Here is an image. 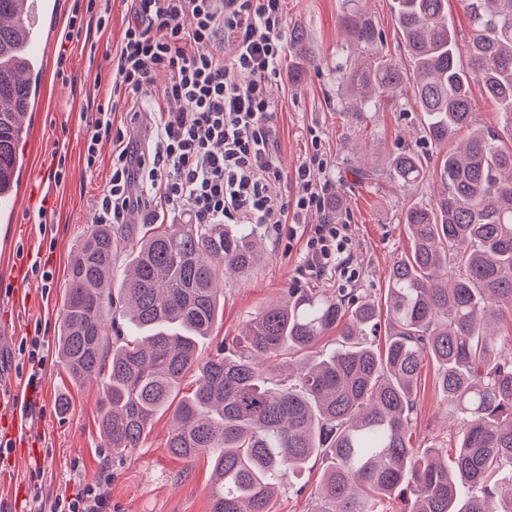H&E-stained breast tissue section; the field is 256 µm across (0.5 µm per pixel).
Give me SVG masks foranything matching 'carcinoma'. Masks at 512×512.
Segmentation results:
<instances>
[{"instance_id":"1","label":"carcinoma","mask_w":512,"mask_h":512,"mask_svg":"<svg viewBox=\"0 0 512 512\" xmlns=\"http://www.w3.org/2000/svg\"><path fill=\"white\" fill-rule=\"evenodd\" d=\"M474 31L460 51L448 0H392L407 74L379 51L360 8L341 27L357 59L342 76L365 106L412 87L426 139L463 144L440 161L443 191L404 214L411 254L390 270L384 303L304 288L250 317L205 361L197 347L220 312L218 284L252 270L258 238L242 224H159L131 243L120 301L112 259L130 230L98 224L77 247L63 294L58 352L76 382L102 385L101 429L114 453L139 447L155 416L174 409L166 448L209 456L211 512H270L284 480L326 460L315 512H512L495 474L512 473V342L496 338L512 308V147L471 128L472 83L499 106L512 142V0H465ZM21 0H0V183L18 182L36 87L21 75ZM421 156L401 150L389 177L405 190L424 178ZM386 310H381V307ZM127 321L109 339L110 313ZM385 327L379 352L368 335ZM337 345L311 353L326 334ZM441 368L442 396L461 420L455 457L418 449L409 430L425 359ZM192 377L191 389L184 381Z\"/></svg>"}]
</instances>
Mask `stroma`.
Listing matches in <instances>:
<instances>
[{"mask_svg":"<svg viewBox=\"0 0 512 512\" xmlns=\"http://www.w3.org/2000/svg\"><path fill=\"white\" fill-rule=\"evenodd\" d=\"M383 38V51L403 71L411 65L391 10L392 0H363ZM108 28L90 29L75 38L69 66L76 86L62 84L55 61L42 67L39 109L32 112L30 133L23 146L26 185L20 188V214L0 219V406L32 399L23 428L1 432L12 442L0 457V512H33L50 507L78 483L106 481L112 512H210L211 469L206 459L189 464L172 456L166 442L173 427L172 411L159 413L139 448L112 453L100 430L102 390L79 384L69 376L57 346L61 301L77 244L95 225V204L109 173L111 143H103L97 171L86 170L81 128L87 100L107 95L112 56L130 18V0H109ZM285 36L302 33L304 55L288 50L273 81L275 105L269 124L272 152L288 175L319 152L326 163L320 180L327 198H340L341 221L347 224V246L357 271L354 281L340 273L306 280L309 288L328 294L342 290L383 298L392 265L408 256L411 240L403 220L414 203L430 204L442 188L440 155L422 141L420 112L410 91L377 97L370 111L354 114L337 71L352 54L340 28L347 0H284ZM301 78H294V70ZM67 153L66 179L55 185L44 166L55 147ZM417 151L426 176L412 192L386 177L389 162L401 149ZM48 199L45 220H38L41 199ZM265 253L246 275L225 279L223 313L200 345L201 357L215 354L226 339L239 335L246 321L281 300L292 288L306 251L307 237L288 239L275 230L260 229ZM40 261L51 281L27 274L14 283L17 265ZM40 333L45 340L43 378L37 392L27 386L29 363L19 350L22 338ZM70 406L61 409L60 397ZM459 420L439 390V372L424 361L415 392L411 444L426 448L454 446ZM322 464L310 462L292 484L283 486L271 503L272 512H313Z\"/></svg>","mask_w":512,"mask_h":512,"instance_id":"stroma-1","label":"stroma"}]
</instances>
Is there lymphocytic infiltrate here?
I'll use <instances>...</instances> for the list:
<instances>
[{
	"label": "lymphocytic infiltrate",
	"mask_w": 512,
	"mask_h": 512,
	"mask_svg": "<svg viewBox=\"0 0 512 512\" xmlns=\"http://www.w3.org/2000/svg\"><path fill=\"white\" fill-rule=\"evenodd\" d=\"M98 12L107 26L108 6L87 0L73 11L57 42V76L68 80V45ZM283 0H132L131 19L112 57V83L83 128L86 169L98 170L100 147L111 142L112 168L96 202L97 221L123 223L134 208L154 224H262L274 229L300 223L305 212L324 209L319 179L323 163L312 154L294 175L295 194L270 148L268 84L280 75L287 51ZM237 50L225 57L222 43ZM161 97L150 98L157 76ZM147 100L152 115L146 145L114 131L118 100ZM178 110H169V102ZM302 272L313 276L349 269L346 227L311 226ZM51 512H111L103 483L83 484L59 496Z\"/></svg>",
	"instance_id": "obj_1"
}]
</instances>
